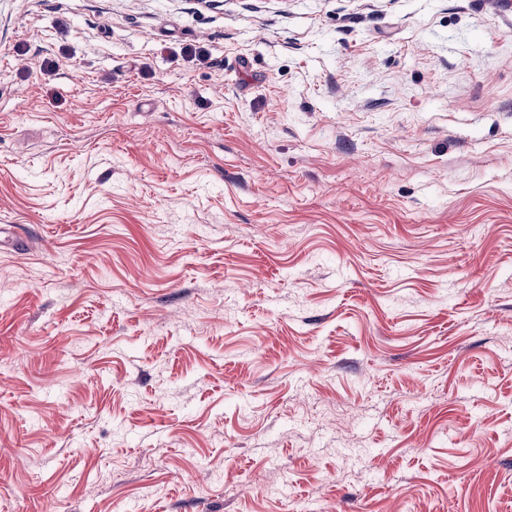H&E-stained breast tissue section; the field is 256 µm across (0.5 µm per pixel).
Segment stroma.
Segmentation results:
<instances>
[{
    "label": "stroma",
    "mask_w": 512,
    "mask_h": 512,
    "mask_svg": "<svg viewBox=\"0 0 512 512\" xmlns=\"http://www.w3.org/2000/svg\"><path fill=\"white\" fill-rule=\"evenodd\" d=\"M0 512H512V0H0Z\"/></svg>",
    "instance_id": "obj_1"
}]
</instances>
